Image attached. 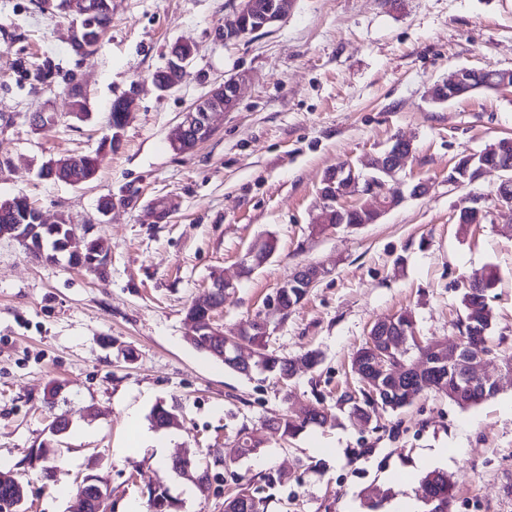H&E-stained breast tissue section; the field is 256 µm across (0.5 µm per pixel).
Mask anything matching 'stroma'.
<instances>
[{
  "instance_id": "stroma-1",
  "label": "stroma",
  "mask_w": 512,
  "mask_h": 512,
  "mask_svg": "<svg viewBox=\"0 0 512 512\" xmlns=\"http://www.w3.org/2000/svg\"><path fill=\"white\" fill-rule=\"evenodd\" d=\"M237 6L112 0L99 50L80 58L68 45L71 16L0 0V201L26 197L47 222L66 218L110 249L99 275L0 238V472L24 483L26 512H69L90 474L111 491L112 512H149L148 491L160 484L171 512H224L238 485L262 486L270 472L284 475L270 512H366L368 490L400 495L386 475L408 471L417 499L435 469L458 480L452 512H512V387L469 408L426 391L401 412L375 410L367 424L337 402L356 385L351 359L375 321L406 312L419 342L455 344L462 283L491 266L499 281L484 368L497 372L512 356V208L495 198L501 174L448 185L459 156L512 136V93L445 104L429 96L456 68L512 67V0H294L269 28L218 41ZM176 43L194 56L164 92L153 75ZM45 59L57 75L43 81L35 66ZM71 70L87 92L82 121L68 115L61 76ZM231 77L241 80L236 108L214 114L194 148L174 150L169 135L183 113ZM120 96L131 109L96 176L78 187L42 178L48 161L99 149ZM34 111L54 114L55 125L32 126ZM396 136L415 149L403 186L424 180L429 194L405 196L374 224L319 228L325 173L347 161L365 168ZM477 201L486 220L460 228L457 214ZM268 238L271 257L244 272L247 250ZM306 265L325 273L288 314L269 310L280 283ZM217 273L233 282L215 313L225 334L265 318L268 354L314 351L320 363L282 384L188 345L187 310ZM55 383L50 408L44 394ZM317 400L334 424L293 438L265 431ZM157 406L175 409L179 427L154 429ZM133 410L152 443L132 442ZM60 414L71 425L50 437ZM242 430L264 431L263 445L216 463ZM46 442L49 462L35 460ZM436 448L450 451L443 464L432 460ZM186 449L208 468L207 490L162 466Z\"/></svg>"
}]
</instances>
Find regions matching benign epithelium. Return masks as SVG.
<instances>
[{"instance_id":"benign-epithelium-1","label":"benign epithelium","mask_w":512,"mask_h":512,"mask_svg":"<svg viewBox=\"0 0 512 512\" xmlns=\"http://www.w3.org/2000/svg\"><path fill=\"white\" fill-rule=\"evenodd\" d=\"M292 0H269L261 4L258 0H239L238 10L234 19L224 23V27L216 34V38L224 43L234 42L249 32L260 31L270 27L283 18L289 11ZM63 9L82 19L92 12L89 0H63ZM192 55L172 53L166 72L171 74L170 80L157 79L155 83L161 90L173 89L181 81L186 66ZM240 82L231 78L212 88L207 95L195 103L182 120L175 126L171 134L174 149L186 147L190 139L201 141L211 132V116L215 112L231 111L238 100ZM512 89V67L501 68L490 65L484 69L460 67L448 79L438 83L432 90V100L449 102L464 98L479 90L499 91ZM512 139H500L478 153L467 154L458 159L448 172V185L453 188L474 183L484 172L495 170L502 174L501 182L496 190L497 200L512 206V162L507 160ZM413 144L410 140L396 137L389 148L376 159L374 168L385 178L363 175L353 164L345 162L336 169L327 172L319 189L324 201L320 223L331 228L346 224L347 218L353 223L364 226L376 223L385 213L394 209L404 199L400 189L398 174L403 170L413 155ZM369 195L376 199V204L369 206L360 203L361 197ZM487 217V211L481 207H470L459 213L457 223L461 226L479 224ZM44 223L41 212H35L32 224H4L0 226V237L7 236L22 243L40 233ZM273 254L264 242L252 245L242 261L245 269H254ZM323 270L315 265L294 270L278 287L269 306L276 313L283 311L282 300L288 295L290 288L309 290L319 280ZM232 284L221 275L213 277L210 289L204 296L190 306L191 312L187 320L191 324V332L186 342L197 350L208 353L213 358L225 363L236 372L250 376L264 371V359L254 351L247 339L238 336L232 341L220 344L223 331L215 324L213 312L219 309L218 302L224 300V293ZM387 329L391 330L390 338L378 343L372 336L378 330L373 325L369 336L367 352L352 358L351 369L358 377L363 389L370 393V409L385 408V394L382 382L386 379H399L404 374L413 376L414 380L424 383L437 369L446 365L455 372L454 399L468 403L473 398V390L480 389L482 396L487 398L490 393L502 388V379L480 371L481 353H468L465 346L458 343L448 349L437 344L424 351L423 358L416 365H405L396 356L408 343V337L416 332L399 324L396 320L386 321ZM13 483L12 492L0 497V512H19L24 503V485L12 473L0 476ZM100 486L96 478L87 476L80 486V496L76 497L71 512H87L93 503L100 512H110L106 505L107 499L99 497Z\"/></svg>"}]
</instances>
